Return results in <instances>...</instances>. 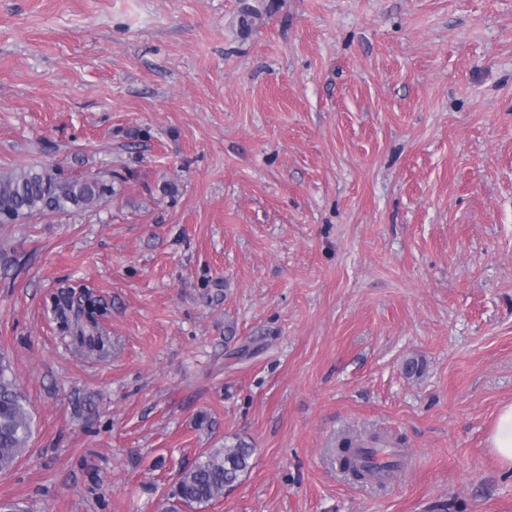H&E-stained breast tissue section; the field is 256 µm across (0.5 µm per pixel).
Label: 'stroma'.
<instances>
[{"label":"stroma","mask_w":512,"mask_h":512,"mask_svg":"<svg viewBox=\"0 0 512 512\" xmlns=\"http://www.w3.org/2000/svg\"><path fill=\"white\" fill-rule=\"evenodd\" d=\"M32 165L126 181L0 225L33 427L0 499L167 512L241 439L201 512H512V0H0V169ZM373 433L402 465L350 481ZM489 445L499 459L512 468V403L499 410L491 429ZM365 445L357 440L346 438L341 442L338 451L340 465L357 480L374 477L372 472L374 468L370 467L365 459H369L375 448H367ZM253 454L254 448L241 440L203 452L193 466L179 474L173 493L177 501L171 512L194 511L195 506L221 499L224 491L248 472Z\"/></svg>","instance_id":"obj_1"}]
</instances>
